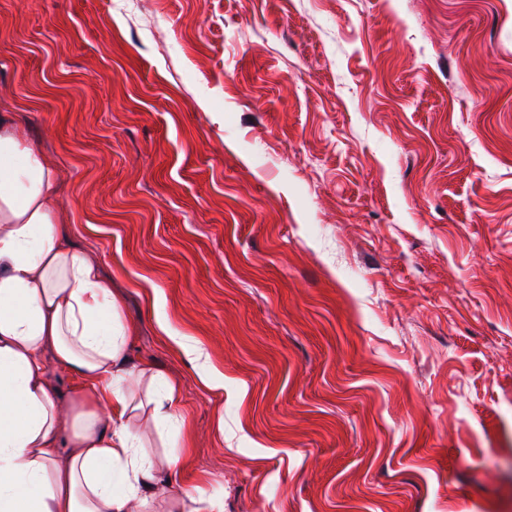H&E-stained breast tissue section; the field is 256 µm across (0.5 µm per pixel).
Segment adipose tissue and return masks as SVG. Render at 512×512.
I'll use <instances>...</instances> for the list:
<instances>
[{
  "mask_svg": "<svg viewBox=\"0 0 512 512\" xmlns=\"http://www.w3.org/2000/svg\"><path fill=\"white\" fill-rule=\"evenodd\" d=\"M53 170L0 111V512H142L185 448L153 461L138 422L180 419L179 401L129 359L120 304L73 247ZM56 367L78 380L73 395Z\"/></svg>",
  "mask_w": 512,
  "mask_h": 512,
  "instance_id": "adipose-tissue-1",
  "label": "adipose tissue"
}]
</instances>
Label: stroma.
Instances as JSON below:
<instances>
[{
    "label": "stroma",
    "instance_id": "obj_1",
    "mask_svg": "<svg viewBox=\"0 0 512 512\" xmlns=\"http://www.w3.org/2000/svg\"><path fill=\"white\" fill-rule=\"evenodd\" d=\"M0 110L175 389L167 493L512 512V0H0Z\"/></svg>",
    "mask_w": 512,
    "mask_h": 512
}]
</instances>
